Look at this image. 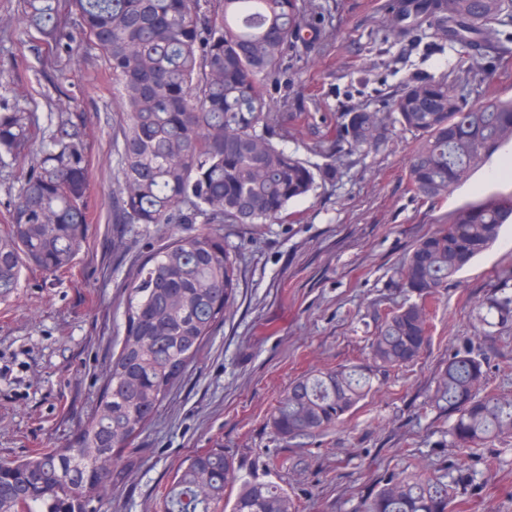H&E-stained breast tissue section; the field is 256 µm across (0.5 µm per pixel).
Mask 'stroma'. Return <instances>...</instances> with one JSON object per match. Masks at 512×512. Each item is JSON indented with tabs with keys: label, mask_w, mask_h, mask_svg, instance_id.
Here are the masks:
<instances>
[{
	"label": "stroma",
	"mask_w": 512,
	"mask_h": 512,
	"mask_svg": "<svg viewBox=\"0 0 512 512\" xmlns=\"http://www.w3.org/2000/svg\"><path fill=\"white\" fill-rule=\"evenodd\" d=\"M318 2L319 33L310 51L288 58V84L273 93L294 114L277 132L287 151L314 168L335 165L339 175L291 204L286 222L211 225L235 256V305L135 440L126 481L104 512H161L179 466L207 448L223 449L246 474L268 468L301 512H359L389 474L417 467L453 482L459 512H512V437L466 453L451 446V422L431 406L440 369L468 348L483 358L491 387L512 397V320L484 321L488 298L512 296V224L441 289L420 359L374 379L330 431L285 441L268 424L296 378L367 362L385 313L415 300L396 281L416 239L463 204L512 194V179L489 176L512 154L510 144L431 204L406 187L412 133L393 130L365 152L336 138L344 111L387 116L414 72L455 77L454 54H427L396 37L390 0ZM19 3L0 0V96L42 119L86 113L89 223L69 270L26 269L0 300V459L69 445L91 421L122 346L130 283L151 250L191 230L115 223L121 114L108 64L85 42L48 50L18 26ZM489 456L501 461L492 473Z\"/></svg>",
	"instance_id": "obj_1"
}]
</instances>
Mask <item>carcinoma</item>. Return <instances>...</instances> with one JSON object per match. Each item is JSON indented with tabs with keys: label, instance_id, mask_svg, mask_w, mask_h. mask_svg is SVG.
Masks as SVG:
<instances>
[{
	"label": "carcinoma",
	"instance_id": "obj_1",
	"mask_svg": "<svg viewBox=\"0 0 512 512\" xmlns=\"http://www.w3.org/2000/svg\"><path fill=\"white\" fill-rule=\"evenodd\" d=\"M20 20L47 43L64 46L60 13L106 57L122 94L120 224H256L288 219L306 196L313 170L275 141L269 87L281 83L291 52L309 47L303 31L314 0H22ZM512 0H392L395 34L427 27L432 45H449L458 66L488 72L503 64L483 46ZM393 115H342L336 136L357 149L385 142L390 128L416 137L407 189L435 203L469 180L512 141V99L477 105L463 88L417 74L396 92ZM83 112H50L45 126L29 109L0 98V168L30 155L41 140L0 231V298L19 287L22 269H68L87 234L89 156ZM512 223V194L458 208L448 224L419 238L400 266L398 285L419 301L382 319L370 342L372 364L294 380L270 416L285 440L336 427L380 373L416 361L430 340L426 304L448 279L483 253ZM236 266L224 240L190 232L150 255L125 308L124 339L112 358L94 417L74 442L0 459V512H102L123 484L128 449L158 412L224 314L234 304ZM487 312L512 316V298ZM452 419L451 443L477 452L512 437V398L489 386L470 349L448 361L433 395ZM218 448L191 455L166 490L163 512H300V503L266 472L240 475ZM360 512H455L444 477L389 475Z\"/></svg>",
	"mask_w": 512,
	"mask_h": 512
}]
</instances>
